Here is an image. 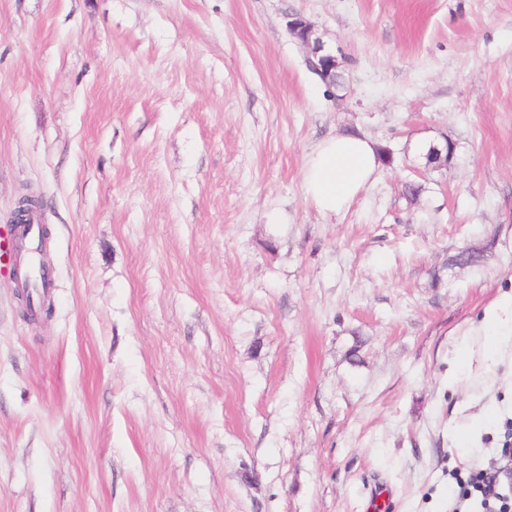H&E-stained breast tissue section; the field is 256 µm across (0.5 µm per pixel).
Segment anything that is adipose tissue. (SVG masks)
<instances>
[{"label":"adipose tissue","instance_id":"1","mask_svg":"<svg viewBox=\"0 0 512 512\" xmlns=\"http://www.w3.org/2000/svg\"><path fill=\"white\" fill-rule=\"evenodd\" d=\"M381 152L375 141L354 133L321 141L305 157L306 193L318 212L335 216L346 210L373 178Z\"/></svg>","mask_w":512,"mask_h":512}]
</instances>
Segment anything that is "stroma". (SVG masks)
Masks as SVG:
<instances>
[{
    "label": "stroma",
    "mask_w": 512,
    "mask_h": 512,
    "mask_svg": "<svg viewBox=\"0 0 512 512\" xmlns=\"http://www.w3.org/2000/svg\"><path fill=\"white\" fill-rule=\"evenodd\" d=\"M344 132L393 162L327 219ZM25 194L52 314L0 273V512H451L501 466L512 0H0L1 235ZM289 33L309 48L308 64L312 71L319 75L329 87H336V75L340 63L336 55L325 48L323 41L317 36L314 26L301 16H294L288 22ZM389 154L380 152L372 139L343 133L321 141L305 157L303 179L306 193L323 216L346 210L359 191L373 178Z\"/></svg>",
    "instance_id": "stroma-1"
}]
</instances>
